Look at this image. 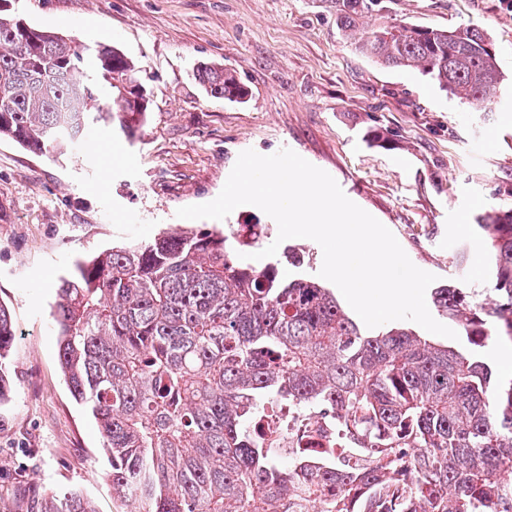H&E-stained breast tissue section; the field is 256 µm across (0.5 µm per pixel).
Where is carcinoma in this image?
I'll return each mask as SVG.
<instances>
[{
    "instance_id": "carcinoma-1",
    "label": "carcinoma",
    "mask_w": 512,
    "mask_h": 512,
    "mask_svg": "<svg viewBox=\"0 0 512 512\" xmlns=\"http://www.w3.org/2000/svg\"><path fill=\"white\" fill-rule=\"evenodd\" d=\"M331 3L342 37L379 64L416 70L462 104L501 91L484 31L400 22L361 32L379 0ZM196 79L214 98L248 95L224 67L200 65ZM148 104L115 47L0 15V138L65 155L89 125L134 137ZM476 226L493 300L450 282L433 289V308L473 345L512 343V208ZM258 242L177 226L59 279V364L96 420L113 492L135 512H512V382L493 385L476 351L403 324L365 331L318 280L240 258ZM16 336L0 304V402ZM282 405L331 415L361 462L298 448L282 464L249 428ZM33 492L38 512H95L76 488Z\"/></svg>"
}]
</instances>
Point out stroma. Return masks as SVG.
I'll return each mask as SVG.
<instances>
[{
	"label": "stroma",
	"mask_w": 512,
	"mask_h": 512,
	"mask_svg": "<svg viewBox=\"0 0 512 512\" xmlns=\"http://www.w3.org/2000/svg\"><path fill=\"white\" fill-rule=\"evenodd\" d=\"M0 13L121 49L149 97L131 140L92 125L56 158L0 139V304L17 330L13 391L0 403V512H26L35 483L79 487L97 512H129L104 477L95 419L59 365L54 286L76 259L151 240L180 224L179 208L215 199L244 150L292 149L386 226L416 267L442 284L455 274L463 287L491 288L475 218L512 206V0H381L360 21L487 32L507 89L468 106L356 53L329 0H0ZM200 61L235 69L246 101L208 97L192 77ZM373 127L385 142H365ZM244 224L262 225V246L277 237L253 205L199 222Z\"/></svg>",
	"instance_id": "obj_1"
}]
</instances>
